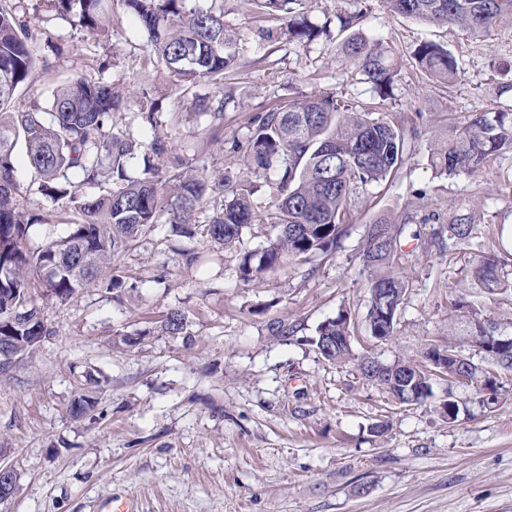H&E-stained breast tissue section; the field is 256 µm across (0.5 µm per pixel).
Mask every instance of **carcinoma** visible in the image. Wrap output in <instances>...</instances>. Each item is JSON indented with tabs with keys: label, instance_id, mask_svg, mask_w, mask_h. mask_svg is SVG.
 Segmentation results:
<instances>
[{
	"label": "carcinoma",
	"instance_id": "carcinoma-1",
	"mask_svg": "<svg viewBox=\"0 0 512 512\" xmlns=\"http://www.w3.org/2000/svg\"><path fill=\"white\" fill-rule=\"evenodd\" d=\"M57 12L89 33L107 39L109 19L104 0H49ZM261 13L281 14L285 26L260 30L271 42L283 35L301 44L312 42L320 30L308 24L306 0H252ZM389 11L441 26H457L480 35L496 28L503 18L512 19V0H385ZM144 31L147 43L166 68L192 82L218 78L236 67L234 32L224 25V12L187 7V0H123ZM360 14L339 15L338 32L344 35L343 52L365 80L380 93L391 87L399 70L398 60L381 44H371L353 31ZM41 32L20 15L14 0H0V337L8 339L17 357L33 352L41 337L55 335L43 320L37 297L70 298L84 285L99 281L111 291L122 284L112 258L130 248L138 235L157 224L170 225L178 236L195 235L194 217L212 184L201 173L186 171L169 180L158 177V166L147 164L142 176L131 178L128 163L141 144L112 128V113L123 97L113 84L83 75L57 87L40 110L17 109L12 104L19 85L35 63L34 50ZM428 77L452 84L459 73L454 54L440 44L424 42L412 55ZM197 112L223 116L224 101L207 96L194 99ZM247 169H275L276 198L271 223L276 235L259 251L244 255L239 274L255 281L267 271L311 254L328 255L348 233L353 201L371 184L394 178L404 161L407 129L397 121L372 117V112L334 95L282 101L255 118ZM25 150L33 182L44 197L66 201L65 236L32 249L26 245L38 216L28 213L14 175V152ZM504 149L512 150V113H477L448 139L430 147V165L440 176L480 174ZM111 184L98 195L77 192L82 185ZM221 215L208 225L214 243L231 247L244 229L255 224L251 201L253 185L246 180L222 178ZM407 225L381 218L366 225L362 262L367 273L368 297L365 325L371 336H393L397 316L409 290L407 276L396 271L395 257ZM478 225L469 214H456L434 233L427 247L443 251L456 245L474 246L469 274L487 296L512 294V252L504 243L485 248L479 242ZM470 316L479 335H505L507 327L469 301L453 299L448 305V347L462 353L463 322ZM356 319L340 310L322 322L309 340L327 361H358L363 375L385 393L398 392L393 375L407 379L420 402L433 396L436 378L430 366L399 358L391 363L396 372L370 370L371 361L354 352ZM167 336L187 335V321L179 309L170 311L157 326ZM497 372H512V341L491 350H479ZM462 374L481 395L479 403L492 411L497 392L484 394L488 370L469 357ZM97 397L81 394L69 407L73 419L94 411Z\"/></svg>",
	"mask_w": 512,
	"mask_h": 512
}]
</instances>
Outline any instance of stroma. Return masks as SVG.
<instances>
[{"label": "stroma", "instance_id": "obj_1", "mask_svg": "<svg viewBox=\"0 0 512 512\" xmlns=\"http://www.w3.org/2000/svg\"><path fill=\"white\" fill-rule=\"evenodd\" d=\"M217 6L237 37V67L223 79L190 83L157 63L121 0H110L111 37L102 40L59 16L44 0H21L42 32L41 61L16 93V105L45 104L73 74L124 87L116 129L142 145L165 137L172 148L159 174L177 168L209 177L249 180L259 223L240 243L214 246L206 233L188 239L167 225L147 230L114 258L123 285L79 290L41 301L55 331L31 354L0 373V465L16 473L0 512H104L110 499H132L138 512H512V376L498 380L500 403L483 411L474 389L438 381L421 404H397L351 363L321 357L309 340L339 309L364 318L367 278L361 263L366 224L386 215L408 222L400 266L410 288L393 337L377 343L359 328L357 354L390 363L417 358L448 339V302L462 297L512 322V296L487 299L468 275L470 250L419 248L448 221L449 205L475 215L486 245L512 225V151L480 176L435 175L429 147L479 112L512 110V21L474 38L387 11L382 0H309L321 34L301 45L261 40L257 27L279 17L259 14L251 0H190ZM362 11L361 34L402 62L392 96L378 116L405 117L417 130L391 183L371 185L352 213L340 248L309 255L243 281L244 253L263 247L277 229L267 223L274 170L247 171L253 119L281 100L333 94L373 99L372 86L336 39V16ZM455 52L459 76L444 86L411 59L421 43ZM224 99L223 119L193 112L196 96ZM159 107L160 124L143 126L138 111ZM15 176L29 207L44 220L29 231L39 247L67 232L63 203L43 198L23 152ZM425 200H417V192ZM199 259L187 264L186 250ZM173 309L189 321L191 345L155 333ZM145 331L141 344L123 335ZM95 392L93 414L71 419L68 407ZM460 403L456 420L442 406ZM385 422L382 438L371 424Z\"/></svg>", "mask_w": 512, "mask_h": 512}]
</instances>
